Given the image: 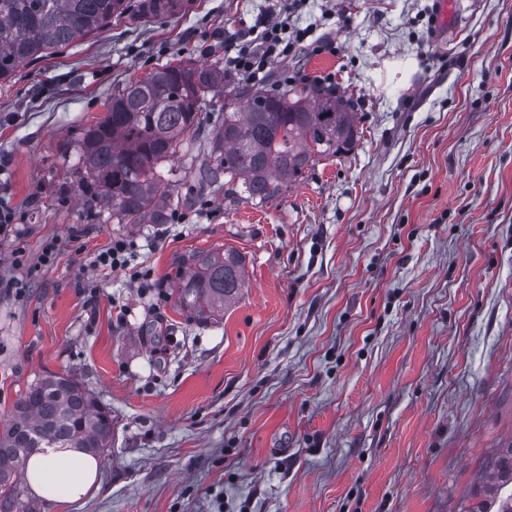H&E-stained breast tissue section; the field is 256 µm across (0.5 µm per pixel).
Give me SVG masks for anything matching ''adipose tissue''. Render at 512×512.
Masks as SVG:
<instances>
[{
  "instance_id": "1",
  "label": "adipose tissue",
  "mask_w": 512,
  "mask_h": 512,
  "mask_svg": "<svg viewBox=\"0 0 512 512\" xmlns=\"http://www.w3.org/2000/svg\"><path fill=\"white\" fill-rule=\"evenodd\" d=\"M30 491L46 502H77L99 490V462L76 448H43L23 466Z\"/></svg>"
}]
</instances>
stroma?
<instances>
[{
  "instance_id": "stroma-1",
  "label": "stroma",
  "mask_w": 512,
  "mask_h": 512,
  "mask_svg": "<svg viewBox=\"0 0 512 512\" xmlns=\"http://www.w3.org/2000/svg\"><path fill=\"white\" fill-rule=\"evenodd\" d=\"M130 2L0 83V201L24 230L0 236V279L24 286L0 293V422L47 373L112 414L100 490L40 512H461L512 443V0H456L440 35L432 0H308L335 49L299 65L353 100L354 149L256 206L200 194L197 131L157 169L193 199L170 224L91 212L80 138L125 80L224 62L281 0ZM116 236L128 270L93 267ZM227 248L245 286L197 319L177 280Z\"/></svg>"
}]
</instances>
